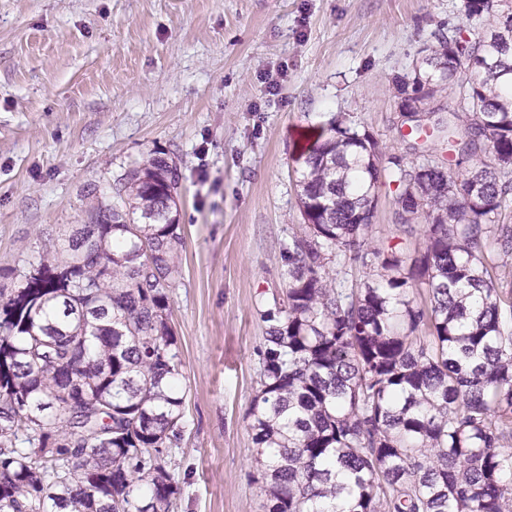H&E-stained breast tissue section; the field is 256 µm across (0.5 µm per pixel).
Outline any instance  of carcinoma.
<instances>
[{
    "label": "carcinoma",
    "instance_id": "1",
    "mask_svg": "<svg viewBox=\"0 0 512 512\" xmlns=\"http://www.w3.org/2000/svg\"><path fill=\"white\" fill-rule=\"evenodd\" d=\"M464 12L473 36L438 35L400 80L425 88L422 112L400 114L413 160L368 149L343 120L306 150V232L288 247L285 300L263 314L248 412L266 512H512V3ZM448 82L466 95L444 111ZM386 175L420 192L416 254L370 246ZM179 188L174 163L133 165L118 203L0 293V512H172ZM340 252L372 279L333 284Z\"/></svg>",
    "mask_w": 512,
    "mask_h": 512
}]
</instances>
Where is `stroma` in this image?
<instances>
[{
  "instance_id": "1",
  "label": "stroma",
  "mask_w": 512,
  "mask_h": 512,
  "mask_svg": "<svg viewBox=\"0 0 512 512\" xmlns=\"http://www.w3.org/2000/svg\"><path fill=\"white\" fill-rule=\"evenodd\" d=\"M463 0H0V289L87 221L134 162L181 174L170 291L186 390L173 512H263L247 411L263 311L303 231L306 136L335 120L400 152L398 89ZM283 85L264 94V78ZM372 244L411 253L383 180Z\"/></svg>"
}]
</instances>
